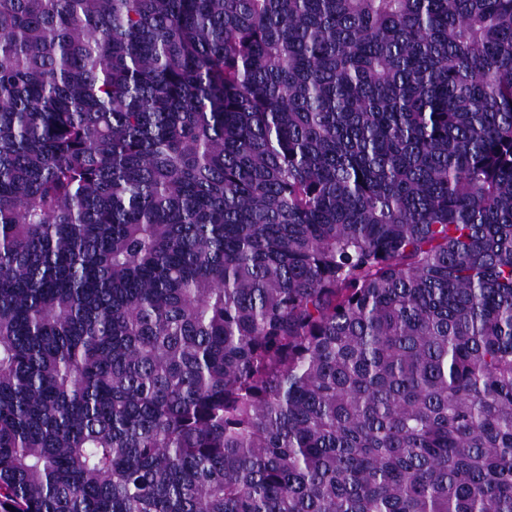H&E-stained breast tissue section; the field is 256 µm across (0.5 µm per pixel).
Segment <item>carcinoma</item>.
<instances>
[{
	"mask_svg": "<svg viewBox=\"0 0 512 512\" xmlns=\"http://www.w3.org/2000/svg\"><path fill=\"white\" fill-rule=\"evenodd\" d=\"M0 512H512V0H0Z\"/></svg>",
	"mask_w": 512,
	"mask_h": 512,
	"instance_id": "carcinoma-1",
	"label": "carcinoma"
}]
</instances>
